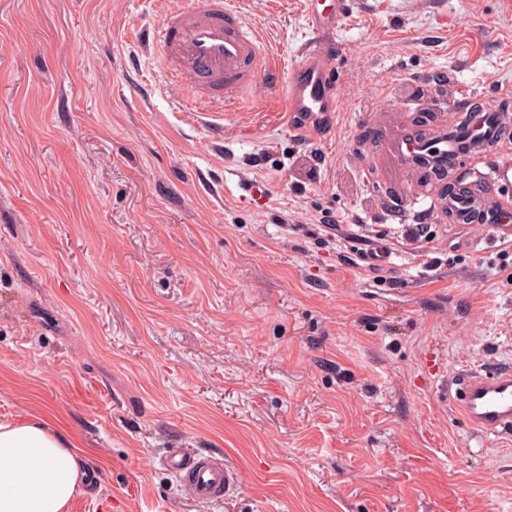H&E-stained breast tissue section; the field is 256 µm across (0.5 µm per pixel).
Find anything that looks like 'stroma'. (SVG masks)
I'll list each match as a JSON object with an SVG mask.
<instances>
[{"label": "stroma", "mask_w": 512, "mask_h": 512, "mask_svg": "<svg viewBox=\"0 0 512 512\" xmlns=\"http://www.w3.org/2000/svg\"><path fill=\"white\" fill-rule=\"evenodd\" d=\"M235 2L280 79L215 138L153 39L168 0H0V423L74 441L69 512H512V435L427 369L512 363V242L438 212L413 256L378 165L387 113L512 115V0H349L323 34L306 0ZM309 47L337 79L312 140L284 120ZM325 211L385 232L395 284ZM174 448L240 484L187 496Z\"/></svg>", "instance_id": "35a3bbf8"}]
</instances>
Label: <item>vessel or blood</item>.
Here are the masks:
<instances>
[{
    "label": "vessel or blood",
    "mask_w": 512,
    "mask_h": 512,
    "mask_svg": "<svg viewBox=\"0 0 512 512\" xmlns=\"http://www.w3.org/2000/svg\"><path fill=\"white\" fill-rule=\"evenodd\" d=\"M316 31L333 26L347 7V0H333L329 10L319 0H308ZM164 68L173 81L190 78V99L196 111L213 112L234 103L241 93L259 82L274 80L276 62L262 42L244 26L231 0H174L156 34ZM336 77L325 51L307 50L293 68L288 82L287 110L295 130L316 135L319 125L336 110ZM507 121L501 113H476L467 124L441 121L432 131L410 128L396 115L385 143V157L398 177L399 193L390 212L407 218L412 214L413 189L425 175L443 172L448 160L475 139L500 136ZM469 427L483 436L512 435V366H496L460 374L442 385ZM169 466L183 490L192 498L215 503L238 486L239 471L220 457L202 456L186 449L172 450Z\"/></svg>",
    "instance_id": "vessel-or-blood-1"
}]
</instances>
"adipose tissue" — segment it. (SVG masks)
<instances>
[{"mask_svg": "<svg viewBox=\"0 0 512 512\" xmlns=\"http://www.w3.org/2000/svg\"><path fill=\"white\" fill-rule=\"evenodd\" d=\"M87 463L44 419L0 424V512H67Z\"/></svg>", "mask_w": 512, "mask_h": 512, "instance_id": "obj_1", "label": "adipose tissue"}]
</instances>
